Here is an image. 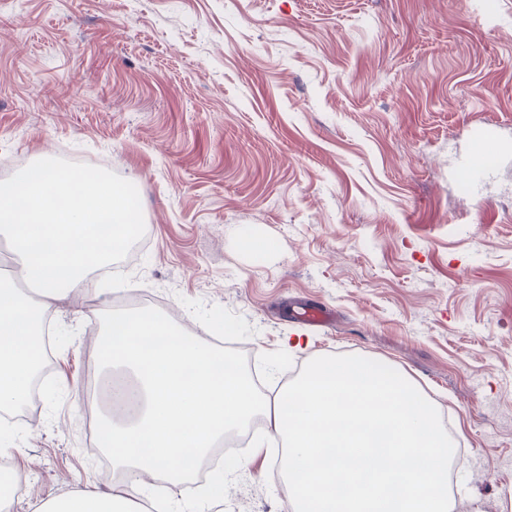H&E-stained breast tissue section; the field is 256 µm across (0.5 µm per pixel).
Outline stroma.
I'll list each match as a JSON object with an SVG mask.
<instances>
[{
  "label": "stroma",
  "instance_id": "stroma-1",
  "mask_svg": "<svg viewBox=\"0 0 512 512\" xmlns=\"http://www.w3.org/2000/svg\"><path fill=\"white\" fill-rule=\"evenodd\" d=\"M487 122L512 141V0H0V164L106 156L150 236L51 312L10 512L98 484L83 383L132 289L205 341L234 326L269 397L318 356L408 375L460 451L456 512H512V165L480 203L454 170ZM280 454L211 512H289Z\"/></svg>",
  "mask_w": 512,
  "mask_h": 512
}]
</instances>
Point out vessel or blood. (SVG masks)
<instances>
[{"instance_id":"obj_1","label":"vessel or blood","mask_w":512,"mask_h":512,"mask_svg":"<svg viewBox=\"0 0 512 512\" xmlns=\"http://www.w3.org/2000/svg\"><path fill=\"white\" fill-rule=\"evenodd\" d=\"M509 162H512V148L503 143L496 130L485 128L474 135L471 148L458 157L456 172L478 200L499 168Z\"/></svg>"}]
</instances>
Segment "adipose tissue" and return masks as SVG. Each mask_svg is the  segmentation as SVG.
<instances>
[{
	"label": "adipose tissue",
	"instance_id": "obj_1",
	"mask_svg": "<svg viewBox=\"0 0 512 512\" xmlns=\"http://www.w3.org/2000/svg\"><path fill=\"white\" fill-rule=\"evenodd\" d=\"M37 170L39 179L24 175L0 186V237L20 269L19 278H0L1 411L27 402L45 357V318L66 295L86 292L91 274L131 238L138 210L111 178L85 177L72 196L53 161L40 159ZM21 280L35 294H22Z\"/></svg>",
	"mask_w": 512,
	"mask_h": 512
}]
</instances>
